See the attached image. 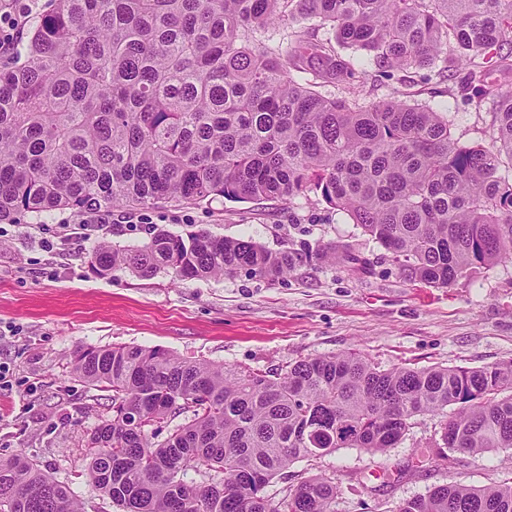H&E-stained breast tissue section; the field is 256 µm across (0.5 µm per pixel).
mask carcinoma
<instances>
[{
  "instance_id": "1",
  "label": "carcinoma",
  "mask_w": 512,
  "mask_h": 512,
  "mask_svg": "<svg viewBox=\"0 0 512 512\" xmlns=\"http://www.w3.org/2000/svg\"><path fill=\"white\" fill-rule=\"evenodd\" d=\"M0 69V220L52 209L199 205L320 195L410 278L446 288L512 261V0H52ZM381 68L465 73L489 101L492 146L455 139L448 116L400 99L317 91L366 75L331 42L256 34L294 14ZM140 277L276 279L286 251L199 230L93 252ZM73 372L112 391L86 441L87 476L121 512H334L333 479L267 494L297 462L341 448L384 454L441 415L437 455L512 450V360L383 368L361 352L276 371L181 359L161 348L83 347ZM185 416L184 422H172ZM194 476H189V472ZM0 512H84L27 456L0 458ZM396 512H512V467L485 487L438 486Z\"/></svg>"
}]
</instances>
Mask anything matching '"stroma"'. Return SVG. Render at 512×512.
<instances>
[{
  "mask_svg": "<svg viewBox=\"0 0 512 512\" xmlns=\"http://www.w3.org/2000/svg\"><path fill=\"white\" fill-rule=\"evenodd\" d=\"M366 70L353 84H323L328 97L373 102L398 97L447 113L456 138L492 144L488 103L469 98L461 76L415 69L409 82L379 73L368 57L341 52ZM88 237L65 236L81 212L56 209L0 221V457L36 459L69 483L85 512H119L89 483L86 436L107 414L111 394L72 372L81 347L162 348L180 358L275 370L289 363L358 350L382 367L477 368L512 359V262L458 278L445 288L410 279L390 253L345 213L310 196L202 205L158 202L115 206ZM254 241L296 258L275 280L238 272L208 279L162 270L142 279L125 267L100 276L89 266L102 242L145 245L157 231L188 236L198 230ZM335 245V260L316 254ZM353 248L360 263L346 260ZM436 417H417L386 454L342 448L314 465L295 463L272 480L268 494L321 474L340 492L335 512H395L405 499L440 485L483 487L498 481L506 458L496 452L426 456ZM411 474L384 485L385 470Z\"/></svg>",
  "mask_w": 512,
  "mask_h": 512,
  "instance_id": "35a3bbf8",
  "label": "stroma"
}]
</instances>
